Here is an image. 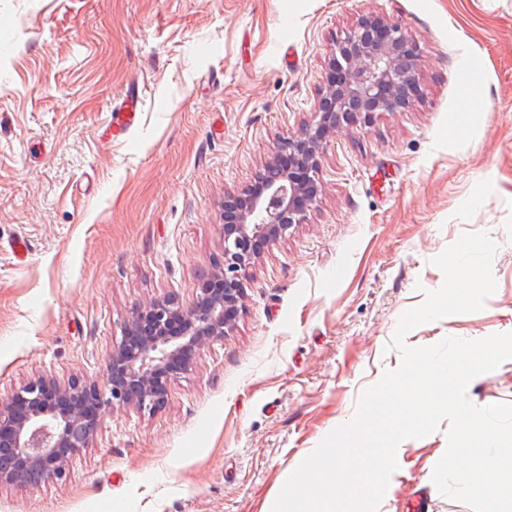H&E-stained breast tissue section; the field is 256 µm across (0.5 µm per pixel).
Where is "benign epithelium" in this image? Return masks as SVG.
Masks as SVG:
<instances>
[{"mask_svg":"<svg viewBox=\"0 0 512 512\" xmlns=\"http://www.w3.org/2000/svg\"><path fill=\"white\" fill-rule=\"evenodd\" d=\"M420 56L402 26L377 14L358 16L336 38L313 119L283 144L288 166L273 157L249 191L224 194L222 261L194 303L182 308L165 297L135 308L107 356L104 388L80 378L62 382L38 375L0 403V455L13 459V466L0 468V488L63 481L70 460L89 447L108 410L153 415L167 406L171 382L192 369L200 351L234 329L249 269L317 201L327 138L409 109L423 96Z\"/></svg>","mask_w":512,"mask_h":512,"instance_id":"7a95c632","label":"benign epithelium"}]
</instances>
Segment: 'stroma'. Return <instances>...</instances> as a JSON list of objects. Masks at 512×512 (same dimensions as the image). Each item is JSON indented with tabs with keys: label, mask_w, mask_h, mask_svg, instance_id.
<instances>
[{
	"label": "stroma",
	"mask_w": 512,
	"mask_h": 512,
	"mask_svg": "<svg viewBox=\"0 0 512 512\" xmlns=\"http://www.w3.org/2000/svg\"><path fill=\"white\" fill-rule=\"evenodd\" d=\"M366 13L419 44L424 99L329 137L318 201L164 410L107 411L65 482L1 489L0 512H272L399 366L397 322L463 233L497 243L494 294L406 342L512 333V0H0V400L46 373L105 384L135 306L192 305L224 250L225 193L311 120L336 38ZM465 58L483 104L455 133ZM132 88L134 129L105 142ZM467 396L512 403V359ZM399 448L379 512H472L432 481L446 427Z\"/></svg>",
	"instance_id": "1"
}]
</instances>
